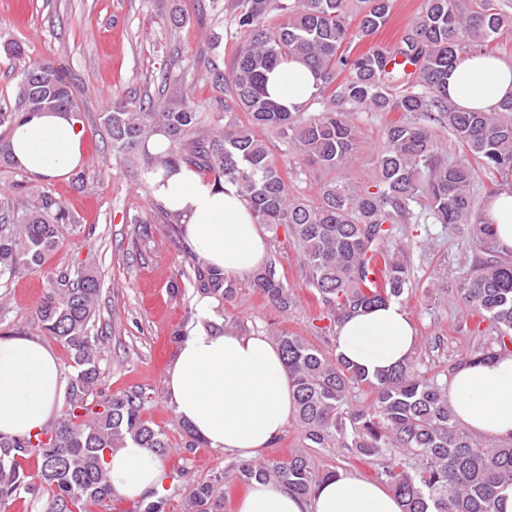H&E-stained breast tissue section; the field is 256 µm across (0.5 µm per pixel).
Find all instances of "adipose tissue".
Here are the masks:
<instances>
[{"label":"adipose tissue","instance_id":"ef3b65f1","mask_svg":"<svg viewBox=\"0 0 512 512\" xmlns=\"http://www.w3.org/2000/svg\"><path fill=\"white\" fill-rule=\"evenodd\" d=\"M268 94L301 106L317 92L305 66L288 62L268 74ZM512 97V63L472 52L448 73V99L461 111H486ZM85 131L71 112H30L10 135L11 159L42 179L67 176L82 161ZM150 198L178 215L187 245L211 267L232 278L254 271L265 258L264 237L233 186H218L181 165L149 168ZM499 250L512 254V170L484 205ZM417 336L400 304L390 302L344 317L336 327V352L368 374L411 358ZM67 388L64 368L41 341L0 336V434L39 432ZM177 418L211 447L242 461L255 459L295 414L294 388L279 349L263 336H239L199 327L184 339L168 373ZM456 420L469 432L512 439V356L462 362L448 377ZM115 492L139 496L160 488L163 463L151 450L128 444L105 460ZM236 512H401L383 485L339 475L319 482L311 496L253 482Z\"/></svg>","mask_w":512,"mask_h":512}]
</instances>
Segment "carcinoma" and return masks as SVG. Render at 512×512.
I'll list each match as a JSON object with an SVG mask.
<instances>
[{"mask_svg":"<svg viewBox=\"0 0 512 512\" xmlns=\"http://www.w3.org/2000/svg\"><path fill=\"white\" fill-rule=\"evenodd\" d=\"M237 49L230 66L210 69L228 92L224 125L205 131L195 97L173 88L165 72L159 85L172 100L130 92L101 113L115 158L131 161L160 132L169 146L147 165L187 164L218 184L234 186L248 203L254 223L283 229L299 250L308 287L336 322L362 308L400 301L412 289L413 268L396 235L401 224L463 227L475 256L455 284L462 307L489 322L493 333L480 352L463 360L512 354V262L491 253V225L475 210L478 170L492 175L512 168V99L488 112H460L448 105V69L462 54H494L512 34V15L502 0H424L419 15L390 45L365 51L354 44L389 21L392 0H235ZM310 68L319 92L289 110L267 96L266 73L281 62ZM321 103L323 109L311 111ZM73 83L49 65L20 74L14 107L0 108V127L10 131L27 112L72 111ZM358 112H394L384 129V147L373 158L374 178L356 187L334 177L311 198L288 186V157L327 174L344 169L358 152ZM446 124L464 154L441 158L430 129ZM282 138L277 157L258 129ZM77 220L65 202L46 190L16 185L0 199V286L36 270L45 291L35 309L40 329L67 349L68 392L59 418L38 433L0 436V504L24 492L47 491V512H96L112 500L106 454L133 442L160 457L169 451L163 430L142 418V397L124 391L95 399L101 384V337L94 333L100 281L81 267L72 273L43 268L65 227ZM382 278L383 288L373 287ZM195 287L232 301L236 284L197 260ZM253 286L272 306L292 304L288 286L270 262ZM296 388L295 421L307 447L336 437L360 459L377 463V476L400 502L401 512H495L499 490L512 486V443L483 448L458 426L448 399V378H425L406 363L371 377L340 356L328 357L302 336L275 337ZM367 387V405L350 393ZM238 479L286 487L306 497L335 470L316 471L308 455L233 464ZM224 496L212 481L192 485L183 512H223Z\"/></svg>","mask_w":512,"mask_h":512,"instance_id":"carcinoma-1","label":"carcinoma"}]
</instances>
